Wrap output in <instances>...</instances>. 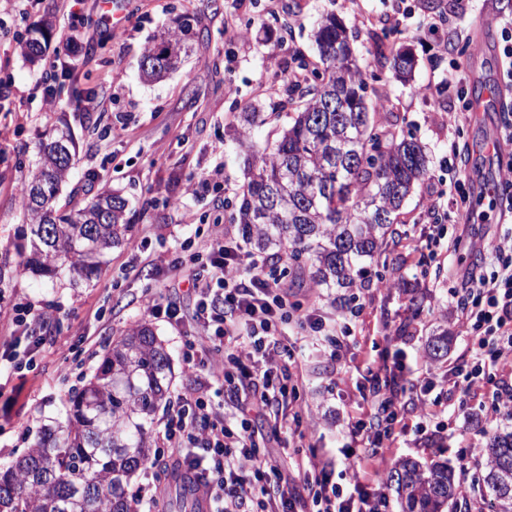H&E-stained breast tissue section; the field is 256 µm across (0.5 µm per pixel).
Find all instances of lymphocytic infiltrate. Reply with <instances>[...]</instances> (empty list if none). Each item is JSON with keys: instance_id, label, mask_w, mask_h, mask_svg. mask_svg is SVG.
<instances>
[{"instance_id": "f902f5d3", "label": "lymphocytic infiltrate", "mask_w": 512, "mask_h": 512, "mask_svg": "<svg viewBox=\"0 0 512 512\" xmlns=\"http://www.w3.org/2000/svg\"><path fill=\"white\" fill-rule=\"evenodd\" d=\"M465 178L450 182L447 223L433 222L426 246L459 248L466 225L486 220L495 212L504 232L485 246L488 263L465 271L457 306L471 338L462 362L443 372L440 388L420 386L408 392L411 373L402 354L382 356L364 396L366 411L349 419L347 465L335 470L318 457L313 432L300 431L299 447L306 453L296 461L299 487H287L274 446L278 430L256 433L253 411L287 405L283 421H301L300 376L293 347L280 340L283 324L295 323L306 335L335 338L339 319L350 313L348 303L328 317L315 307L291 301L280 275L264 271L239 245L217 235L186 266H176L171 287L188 284L196 303L192 313L177 305L148 300L146 310L171 327L192 319L200 340L187 344L183 358L197 376L191 391L177 395L163 421L165 445L156 449L144 469L154 472L165 453L175 454L179 468L195 473L211 504L210 512H381L383 494L372 492L373 465L387 445L408 430L438 440L442 417L450 407H464V395L492 379L500 367L512 363V164L502 168L499 191L489 199L487 212H477ZM52 316L28 304L15 305L11 318L13 343L0 350V373H22L31 362L17 350L22 341L39 346L37 329ZM221 386L227 405L213 403L211 390ZM232 407L235 426L225 423V407ZM162 477L142 487L140 497L156 508Z\"/></svg>"}]
</instances>
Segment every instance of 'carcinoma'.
<instances>
[{"label": "carcinoma", "mask_w": 512, "mask_h": 512, "mask_svg": "<svg viewBox=\"0 0 512 512\" xmlns=\"http://www.w3.org/2000/svg\"><path fill=\"white\" fill-rule=\"evenodd\" d=\"M185 20L160 34L140 61L143 75L159 79L191 52ZM52 26L35 28L21 42L31 62L42 59ZM319 65L272 83L269 106L295 103L277 138L262 145L250 130L264 122L257 108L237 116L245 150V178L229 222L242 225L259 252L277 250L316 287H353L363 264L381 255L400 223L407 198L428 173L425 147L377 124L367 101L366 73L344 25L333 14L313 30ZM396 78L412 80L414 58L393 55ZM76 157L63 133L40 145L22 205L33 236L20 273L67 277L76 285L99 274L104 257L128 241L127 201L117 191L83 207L54 205ZM173 371L163 341L141 324L112 344L100 366L71 397L67 419L40 432L26 455L0 468V512H136L128 487L150 458L151 427L169 402ZM493 512H512V431H494L478 449ZM402 512H444L454 494L448 464L422 467L402 460L391 471Z\"/></svg>", "instance_id": "obj_1"}]
</instances>
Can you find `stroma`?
I'll list each match as a JSON object with an SVG mask.
<instances>
[{
	"mask_svg": "<svg viewBox=\"0 0 512 512\" xmlns=\"http://www.w3.org/2000/svg\"><path fill=\"white\" fill-rule=\"evenodd\" d=\"M451 2L408 0L410 12L400 16L392 0H222L218 9L210 0H121L125 19L113 28L95 0H81L70 10L60 0H0V83L11 88L0 98V258L11 261L0 279V349L10 341L14 305H50L59 311L33 368L0 384V404L14 400L11 419L0 422V464L25 455L44 425L64 418L69 399L103 355L138 324H149L166 344L175 372L172 393L193 387L182 348L196 332L194 322L175 330L148 315L145 299L161 295L190 310L191 294L167 287L168 263L180 254V237L205 243L211 226L218 224L228 237L239 239L238 225L228 221L243 180L234 117L248 104L267 108L271 82L293 73L295 54L316 63L314 23L328 13L353 38L367 74L369 102H384L378 122L425 145L430 174L402 210L410 238L387 244L361 279L363 307L350 323L351 335L343 339L345 362L331 363L323 346L297 340L296 325L285 328L297 340L300 394L320 424V454L342 464L346 423L359 411L368 368L379 356L398 351L409 367L419 368L428 342L443 332L449 358L463 352L467 335L455 312L458 281L448 270L475 264L481 256L462 249L432 259L420 238L423 212L430 197L448 194L451 147H458L481 175L497 172L512 157L482 151L499 113L486 121L471 119L457 132L446 123L457 93L448 85L449 57L438 50L448 30L433 26L432 19L448 12ZM183 16L199 31L191 39L190 56L163 81H145L139 68L145 48ZM473 17L462 21L461 35L482 42L483 51L462 57L467 85L501 84L499 38L475 28ZM46 20L53 36L44 59L33 64L23 57L19 42ZM228 26L245 31L246 41L225 37ZM380 41L389 54L401 48L413 54L412 81L396 80L388 58L377 57ZM51 66L56 76L52 84H43ZM73 86L84 90L81 101L69 98ZM62 126L75 138L77 163L57 206L71 207L114 189L126 198L133 224L129 243L114 247L101 273L76 287L65 279L20 275L14 268L19 248L31 245L20 206L22 185L36 167L41 142ZM407 283L422 293L421 303H411L403 289ZM495 390L488 384L478 391L470 416L448 417L441 450L426 448L411 431L391 457L375 464V486L388 496L390 512H402L390 480L402 459L464 468L448 512H491L482 464L461 462L460 454L463 440L481 447L491 429L512 430V413L493 415L485 408Z\"/></svg>",
	"mask_w": 512,
	"mask_h": 512,
	"instance_id": "stroma-1",
	"label": "stroma"
}]
</instances>
